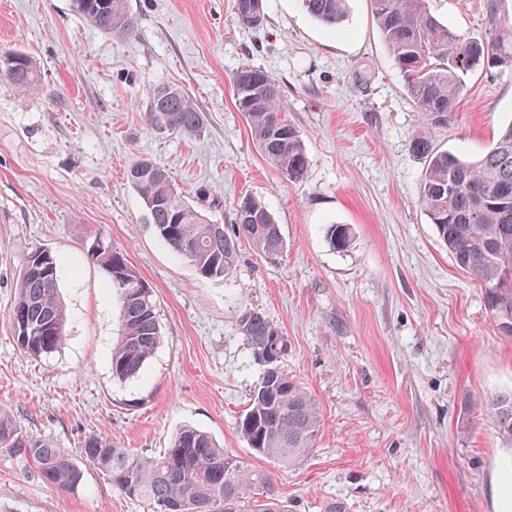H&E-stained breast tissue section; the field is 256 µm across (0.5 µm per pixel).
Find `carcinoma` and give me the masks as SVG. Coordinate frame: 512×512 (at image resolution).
<instances>
[{
	"label": "carcinoma",
	"mask_w": 512,
	"mask_h": 512,
	"mask_svg": "<svg viewBox=\"0 0 512 512\" xmlns=\"http://www.w3.org/2000/svg\"><path fill=\"white\" fill-rule=\"evenodd\" d=\"M315 20L337 27L347 16L348 0H300ZM380 32L394 57L418 117L428 126L448 124L463 91L462 76L480 63L512 68V17L502 0H486L485 23L492 31L484 41H468L441 23L428 0H369ZM73 9L101 32L118 39L135 35L136 21L127 0H72ZM235 21L257 27L263 21L261 0H235ZM0 76L16 91L41 86V75L25 52L0 53ZM236 108L264 159L285 180L299 182L307 173L304 141L285 115L284 94L277 80L249 63L232 77ZM148 120L155 127L186 136L200 134L203 119L189 95L175 85L153 89ZM411 152L424 162L418 198L456 264L485 288L500 331L512 337V124L476 160L440 150L424 135L415 136ZM127 178L147 210L157 235L204 278L231 273L240 241L274 260L286 241L271 212L252 196L236 204L231 232L213 224L179 192L165 169L138 159ZM346 224H330L333 248L349 241ZM93 263L119 292V333L112 347V376L132 379L160 344L153 290L142 280L126 254L106 243L88 251ZM238 325L253 358L264 366L251 394L238 432L256 454L291 463L312 448L319 427L315 400L301 382L288 376L282 360L288 339L261 312L244 307ZM68 317L58 293V259L35 250L23 261L17 293L9 311L12 335L33 357L52 354L64 343ZM501 438L512 443V393L487 400ZM0 448H10L37 467L43 483L54 490L77 487L83 471L72 451L53 441L22 433L9 410L0 407ZM79 453L102 472L112 487L129 498L142 499L159 512H288L272 477L249 466L213 437L184 425L168 448L156 457H138L112 441L89 437Z\"/></svg>",
	"instance_id": "cac0c4a2"
}]
</instances>
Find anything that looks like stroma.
Wrapping results in <instances>:
<instances>
[{
	"label": "stroma",
	"instance_id": "1",
	"mask_svg": "<svg viewBox=\"0 0 512 512\" xmlns=\"http://www.w3.org/2000/svg\"><path fill=\"white\" fill-rule=\"evenodd\" d=\"M485 0H430L458 34L482 40ZM234 0H128L125 41L89 25L71 0H0V51L37 62L42 89L18 94L0 77V405L23 432L77 450L87 437L136 456L166 448L182 426L203 430L268 471L290 512H493L491 479L504 452L483 404L512 391V339L486 292L455 263L417 198L424 163L409 144L486 152L512 123V70L478 68L447 126L423 128L371 14L350 0L332 28L299 0H263L245 28ZM261 67L281 85L308 154L303 181L264 160L235 108L233 73ZM181 86L204 119L197 137L152 128L150 92ZM147 158L188 200L232 228L239 199L273 214L288 248L274 261L241 243L232 273L199 277L146 219L127 180ZM330 224L351 229L344 249ZM126 253L152 288L161 342L137 378L113 379L119 295L87 255L95 240ZM59 260L66 342L33 358L8 311L24 258ZM288 338L283 367L315 399L309 452L282 465L237 431L262 376L238 326L243 307ZM55 491L33 462L0 448V512H152L84 466Z\"/></svg>",
	"mask_w": 512,
	"mask_h": 512
}]
</instances>
